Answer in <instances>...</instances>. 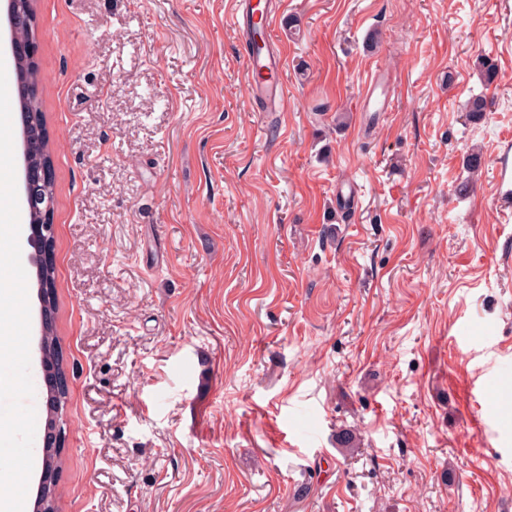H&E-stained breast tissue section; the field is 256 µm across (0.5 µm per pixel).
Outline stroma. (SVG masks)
<instances>
[{"label": "stroma", "mask_w": 512, "mask_h": 512, "mask_svg": "<svg viewBox=\"0 0 512 512\" xmlns=\"http://www.w3.org/2000/svg\"><path fill=\"white\" fill-rule=\"evenodd\" d=\"M34 8L58 512H512V0H286L285 112L232 0ZM380 90L379 94L377 91ZM390 99L387 90V78L382 72L375 70L366 86L361 99V110L370 112H385L388 110ZM52 349L57 353L51 360L46 356L45 343L43 345V353H42V368L44 372V377L47 385V389L49 391V418L47 421V437L45 441V446L43 448V459L42 466L45 470L48 467L50 462V453L48 448H63L65 447V439L66 435L64 433V429L62 428V411H63V403L64 398L52 397L50 394V389L53 387H64L66 386V375L67 368L64 365L63 359L60 355V347L58 338L53 339ZM48 402V403H49Z\"/></svg>", "instance_id": "stroma-1"}]
</instances>
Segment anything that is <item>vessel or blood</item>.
Here are the masks:
<instances>
[{"label":"vessel or blood","mask_w":512,"mask_h":512,"mask_svg":"<svg viewBox=\"0 0 512 512\" xmlns=\"http://www.w3.org/2000/svg\"><path fill=\"white\" fill-rule=\"evenodd\" d=\"M283 14L282 0H234L231 24L237 32L249 33L253 24L263 22L269 36L261 52H246L245 67L249 75L248 94L263 100L272 110L287 111L290 102L280 78L284 59L278 43L271 38L274 25ZM390 99L387 79L382 72L372 73L361 99L362 111H387Z\"/></svg>","instance_id":"1"}]
</instances>
